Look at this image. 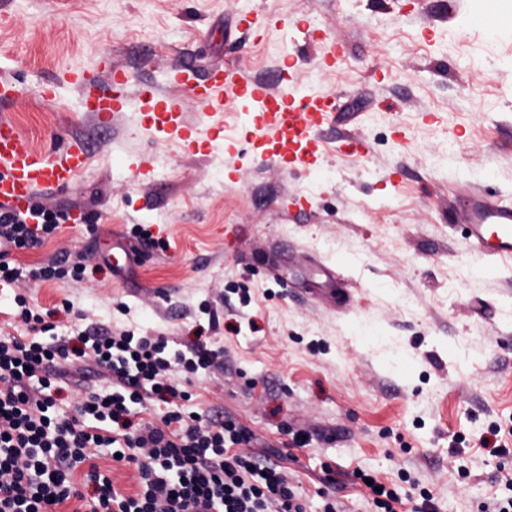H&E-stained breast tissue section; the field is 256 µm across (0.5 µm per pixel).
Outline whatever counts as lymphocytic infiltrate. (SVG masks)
Listing matches in <instances>:
<instances>
[{"label":"lymphocytic infiltrate","mask_w":512,"mask_h":512,"mask_svg":"<svg viewBox=\"0 0 512 512\" xmlns=\"http://www.w3.org/2000/svg\"><path fill=\"white\" fill-rule=\"evenodd\" d=\"M57 227L51 208L1 210L0 252L39 246ZM15 302L26 332L0 335V512H307L303 488L275 454L252 451L247 428L179 408L188 395L173 370L195 373L217 351L173 352L163 337L131 330L77 347L25 297ZM73 355L93 358L108 384L64 413L57 366ZM152 400L169 406L155 421L141 415ZM114 451L137 470L136 492H119L101 472L99 458Z\"/></svg>","instance_id":"1"}]
</instances>
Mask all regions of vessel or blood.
I'll use <instances>...</instances> for the list:
<instances>
[{"instance_id": "b4317fda", "label": "vessel or blood", "mask_w": 512, "mask_h": 512, "mask_svg": "<svg viewBox=\"0 0 512 512\" xmlns=\"http://www.w3.org/2000/svg\"><path fill=\"white\" fill-rule=\"evenodd\" d=\"M106 81L75 72L73 84L81 91L83 111L93 113L99 124H110L127 111L130 100L127 81L111 59H104ZM172 92L155 87L141 89L137 100L153 125L166 129L169 137L184 140L191 126L185 117L182 99L175 88L186 84L185 69L174 66ZM279 79L269 85L253 79L244 69L213 67L206 80L191 85L194 100L211 106L221 96L258 104L250 120L256 134L253 148L280 170L290 171L315 162L322 154V132L336 111L334 93L303 94L296 87L291 63L278 68ZM90 154L77 141L53 156H45L28 146L19 128L10 119L0 118V208L27 210L34 193L45 186L68 187L75 184L88 165ZM465 236L479 254L497 259H512V206L494 201L490 194L470 193L462 209Z\"/></svg>"}]
</instances>
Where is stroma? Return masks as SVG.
<instances>
[{"instance_id": "35a3bbf8", "label": "stroma", "mask_w": 512, "mask_h": 512, "mask_svg": "<svg viewBox=\"0 0 512 512\" xmlns=\"http://www.w3.org/2000/svg\"><path fill=\"white\" fill-rule=\"evenodd\" d=\"M475 6L0 0V75L24 90L0 115L35 150L78 138L91 155L75 185L33 198L86 220L10 253L25 274L0 287V331L21 333L22 295L60 336L132 329L174 350L222 351L223 365L187 383L185 409L224 413L280 451L308 512L322 510L326 465L343 512L372 510L359 469L402 493L430 488L438 512H475L497 490L499 460L483 442L512 429V261L479 257L453 210L487 186L512 204V36L489 39ZM312 28L335 45L337 70L318 69ZM286 55L304 88L338 100L325 153L288 173L242 153L244 117L203 109L188 90L187 117L207 142L198 153L137 112L101 128L69 82L74 69L103 76L108 57L133 96L167 89L176 64L195 79L222 64L271 83ZM348 137L367 156L343 150ZM53 257L63 279L31 277Z\"/></svg>"}]
</instances>
